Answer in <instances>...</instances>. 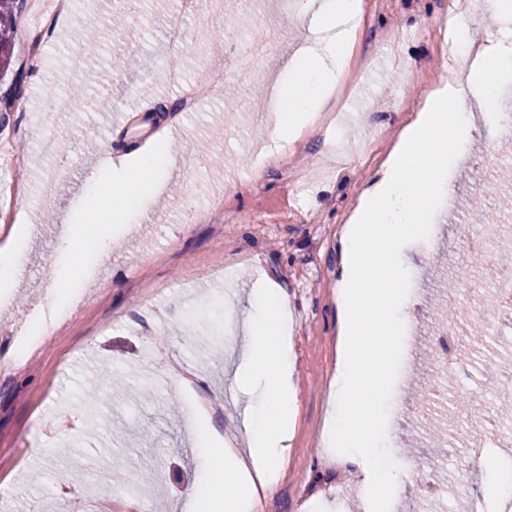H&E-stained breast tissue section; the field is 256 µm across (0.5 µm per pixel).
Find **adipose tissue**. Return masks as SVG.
I'll return each instance as SVG.
<instances>
[{
    "label": "adipose tissue",
    "mask_w": 512,
    "mask_h": 512,
    "mask_svg": "<svg viewBox=\"0 0 512 512\" xmlns=\"http://www.w3.org/2000/svg\"><path fill=\"white\" fill-rule=\"evenodd\" d=\"M359 12L360 0H302L296 19L313 34L314 43L295 58L287 80L274 91L276 146L297 140L314 125L346 65ZM510 73L512 47L486 37L480 53L462 69L461 81L428 97L341 237L336 426L327 443L342 448L361 486L382 498L402 474L401 463H384L380 448L381 396L407 318L408 268L401 248L425 233L445 191L442 175L449 161L466 151L473 130L468 119L472 95L494 100L497 76ZM172 158L165 143L137 154L131 186L119 184L109 168H99L87 179L86 196L110 223H133L156 195ZM110 244V235L89 234L80 225L67 227L55 255L53 288L84 277V267L73 261L75 253H99ZM247 335L243 362L266 389L264 414L250 425L243 457L233 448L213 447L212 425L198 428L196 443L214 486L204 493L190 492L184 512H255L260 490L278 479L296 403L286 292L269 288L256 294ZM227 480L236 485L230 495L223 491Z\"/></svg>",
    "instance_id": "ef3b65f1"
}]
</instances>
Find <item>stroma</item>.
<instances>
[{"label": "stroma", "instance_id": "1", "mask_svg": "<svg viewBox=\"0 0 512 512\" xmlns=\"http://www.w3.org/2000/svg\"><path fill=\"white\" fill-rule=\"evenodd\" d=\"M360 33L350 52L355 87L336 92L325 114L330 127H313L288 148L304 172L287 182L279 168L258 169L270 146L271 93L303 42L305 32L280 10V0H203L198 16L183 20L187 46L166 39L175 6L156 15L153 0H71L62 15L16 17L20 98L0 110V157L24 163V192L0 180V200H11L32 228L21 283L0 299V512H90L85 488L103 484L114 512H178L190 488L209 476L194 458L193 422L205 400L208 420L221 435L242 434L243 406L234 381L240 342L227 321L253 312V291L270 282L285 290L295 311L291 326L297 407L282 472L266 491L260 512H303L322 495L332 512H389L394 500L418 503L421 512H496L482 494L488 477L472 471L458 480L466 448L479 444L497 456L512 449L496 433L462 428L456 441L436 445L433 423L451 424L468 411L499 420L496 390L512 388V315L494 295L477 310L491 338L480 349H458L453 377L458 395L431 396L435 379L423 367L434 360L438 321L448 301L442 275L463 254L459 233H481L500 222L498 204L476 213L465 201L472 189L468 168L453 163L446 183L459 202L444 218L435 247L415 241L402 259L411 269L408 294H419L414 327L403 337L391 367L385 403L399 419L383 422L389 457L440 463L431 484L410 473L396 499H337L353 485L328 451L321 428L330 411L329 380L337 362L336 288L341 278L340 238L362 193L384 171L401 132L424 104L418 90L439 85L448 71L449 45L436 30L448 18V0H362ZM121 14L132 38L105 40L87 59L93 106L60 111L69 102L67 61L82 48L85 29L110 28ZM273 23L287 38L263 47L261 72L234 67L232 87L241 90L242 111L224 99L182 111V89L207 73L209 47L220 40L230 58L243 52L247 32ZM40 69H33V62ZM53 110L58 143L67 153H44L41 115ZM500 104L474 111L468 154L490 151L496 165L487 174L498 192L512 196L508 137H484L498 124ZM171 141L178 157L164 189L138 224L111 225L107 256L77 255L84 279L56 299L48 297L58 235L65 220L85 215V180L103 151L113 161L132 159L155 141ZM19 225V226H22ZM19 226L0 221V238ZM47 321L30 352L17 332ZM94 407H86L90 390ZM433 423H425L424 414Z\"/></svg>", "mask_w": 512, "mask_h": 512}]
</instances>
